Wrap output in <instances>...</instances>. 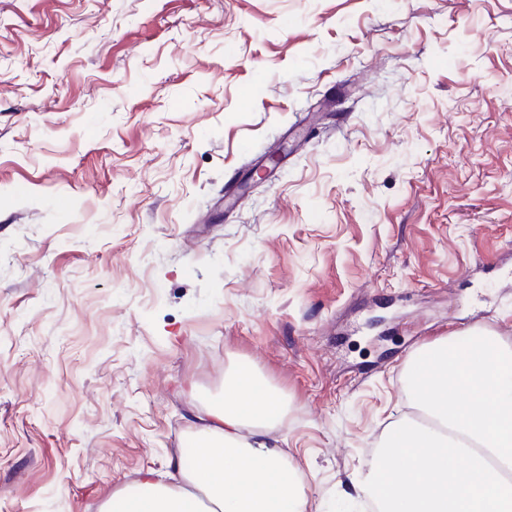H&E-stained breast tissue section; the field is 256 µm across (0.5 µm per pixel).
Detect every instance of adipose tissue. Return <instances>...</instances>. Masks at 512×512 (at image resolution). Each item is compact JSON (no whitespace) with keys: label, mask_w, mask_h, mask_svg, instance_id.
Masks as SVG:
<instances>
[{"label":"adipose tissue","mask_w":512,"mask_h":512,"mask_svg":"<svg viewBox=\"0 0 512 512\" xmlns=\"http://www.w3.org/2000/svg\"><path fill=\"white\" fill-rule=\"evenodd\" d=\"M287 412L285 397L252 367L233 368L192 424L195 467L171 456L178 483L144 477L104 512H306L301 474L275 436Z\"/></svg>","instance_id":"1"}]
</instances>
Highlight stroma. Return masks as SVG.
Segmentation results:
<instances>
[{
    "instance_id": "obj_1",
    "label": "stroma",
    "mask_w": 512,
    "mask_h": 512,
    "mask_svg": "<svg viewBox=\"0 0 512 512\" xmlns=\"http://www.w3.org/2000/svg\"><path fill=\"white\" fill-rule=\"evenodd\" d=\"M512 345V0H0V512H103L245 363L308 512L409 355Z\"/></svg>"
}]
</instances>
